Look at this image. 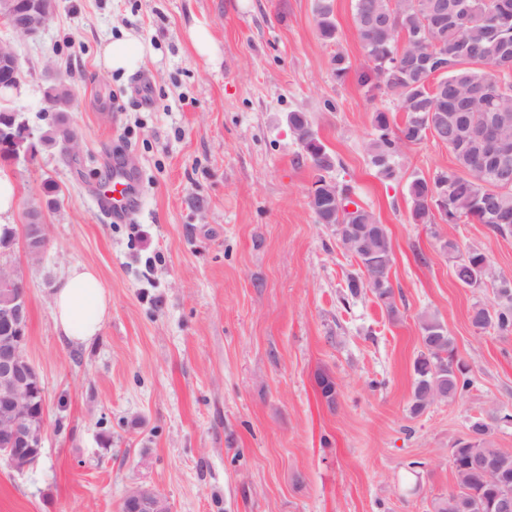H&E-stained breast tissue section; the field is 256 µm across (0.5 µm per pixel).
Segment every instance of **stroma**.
Returning a JSON list of instances; mask_svg holds the SVG:
<instances>
[{"mask_svg":"<svg viewBox=\"0 0 512 512\" xmlns=\"http://www.w3.org/2000/svg\"><path fill=\"white\" fill-rule=\"evenodd\" d=\"M338 38H320L315 0H56L35 36L0 22L20 83L5 102L25 121L36 160L0 162L13 179L11 223L42 210L47 245H16L30 305L27 354L46 389L38 463L0 465V512H121L145 485L172 512H435L455 486L450 450L470 423L512 413V332L477 330L493 283L459 284L445 240L484 249L512 277V235L483 224H416L406 185L454 157L434 137L405 149L398 180L378 177L372 114L395 100L337 81L344 54L365 56L354 0H333ZM201 24L218 57L192 47ZM139 35L150 52L127 72L99 66L100 44ZM66 84L72 160L42 143L55 115L45 92ZM302 112L335 155L332 180L385 224L399 308L370 293L342 305L357 264L308 205L316 172L288 115ZM142 188L136 214L98 207L114 169ZM95 268L111 315L75 348L57 334L53 289L74 264ZM454 339L474 383L465 397L410 412L419 316ZM336 382V406L316 384Z\"/></svg>","mask_w":512,"mask_h":512,"instance_id":"35a3bbf8","label":"stroma"}]
</instances>
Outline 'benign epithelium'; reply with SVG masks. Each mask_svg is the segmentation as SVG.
<instances>
[{"label":"benign epithelium","instance_id":"7a95c632","mask_svg":"<svg viewBox=\"0 0 512 512\" xmlns=\"http://www.w3.org/2000/svg\"><path fill=\"white\" fill-rule=\"evenodd\" d=\"M0 18L16 34L32 37L47 25L50 15L41 11L38 0H31L25 9L2 13ZM15 67L12 47L0 43V71L8 74ZM478 137L481 159L477 168L489 163L502 172L512 168V142L500 135L496 124L481 127ZM0 284L12 290L0 301V324L10 329L9 334L0 336V433L11 442V447L0 448V459L21 472L33 466L42 454L46 399L40 374L26 352L30 307L23 275H0ZM122 512H171V506L163 493L137 485L127 491Z\"/></svg>","mask_w":512,"mask_h":512}]
</instances>
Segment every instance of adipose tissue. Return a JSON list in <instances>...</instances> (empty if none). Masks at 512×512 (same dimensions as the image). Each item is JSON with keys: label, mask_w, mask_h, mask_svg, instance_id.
I'll return each mask as SVG.
<instances>
[{"label": "adipose tissue", "mask_w": 512, "mask_h": 512, "mask_svg": "<svg viewBox=\"0 0 512 512\" xmlns=\"http://www.w3.org/2000/svg\"><path fill=\"white\" fill-rule=\"evenodd\" d=\"M145 45L133 34L103 43L98 61L108 70L127 71L142 61ZM55 329L72 346L89 344L99 336L111 314V299L97 271L84 264L71 266L52 295Z\"/></svg>", "instance_id": "obj_1"}]
</instances>
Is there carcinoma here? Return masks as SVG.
Here are the masks:
<instances>
[{
  "label": "carcinoma",
  "mask_w": 512,
  "mask_h": 512,
  "mask_svg": "<svg viewBox=\"0 0 512 512\" xmlns=\"http://www.w3.org/2000/svg\"><path fill=\"white\" fill-rule=\"evenodd\" d=\"M437 0H402L396 6L391 0H355L354 23L367 64L358 72V81L368 88L384 89L394 97L405 120L398 124L389 112L376 111L372 125L376 137L368 145L369 161L376 174L384 180L399 178L395 159L402 149L416 145L427 137V127L414 120L421 112L433 113V129L444 135L441 124L456 129L458 144L452 149L454 166L441 169L430 178L416 176L407 185L411 201V220L415 224H485L487 213L496 212L501 223H487L489 230L501 237L512 235V183L497 179L489 170L478 177L473 173L476 143L473 135L486 121L495 119L504 136L512 139V68L490 72L492 60L503 57L506 46H512V0H455L456 7L446 18L438 20L434 11ZM317 28L324 40L337 37L338 27L332 0H317ZM394 18L390 32L380 33L374 20ZM438 27L435 47L427 54L425 65L411 56V46L399 44L398 37H426ZM437 84H432L434 74ZM48 109L63 112L69 92L64 85H53L45 93ZM50 141L58 145L62 158H67L76 144V134L67 127H58ZM306 159L316 171L314 187L318 201L331 204L332 195L344 197L348 203L349 186H336L324 173L335 167V157L314 139L302 146ZM354 222L376 230L371 238L372 267L370 280L363 283L361 271L346 277L342 304L348 305L361 292L368 291L381 303L389 318L398 316L395 291L389 280L392 266V243L386 226L378 223L375 214L357 206L351 216L336 210L330 223L336 235L356 263H361L359 243L343 234L344 225ZM490 265L488 255L479 246L466 250V258L453 265V276L461 285L474 288L483 285L482 269ZM495 304L474 307L471 323L477 327L488 321L502 332L512 331V281L495 288ZM424 350L414 363L415 381L411 411L417 415L438 400L453 401L467 393L472 385L469 367L456 358L453 340L447 327L435 315L420 317ZM317 383L328 405L336 403L337 389L333 379L320 374ZM498 420L478 418L471 422L467 438L451 448L450 464L456 489L442 498L450 508L441 512H475L476 501L492 503L512 498V452L494 447L488 440L492 425Z\"/></svg>",
  "instance_id": "1"
}]
</instances>
